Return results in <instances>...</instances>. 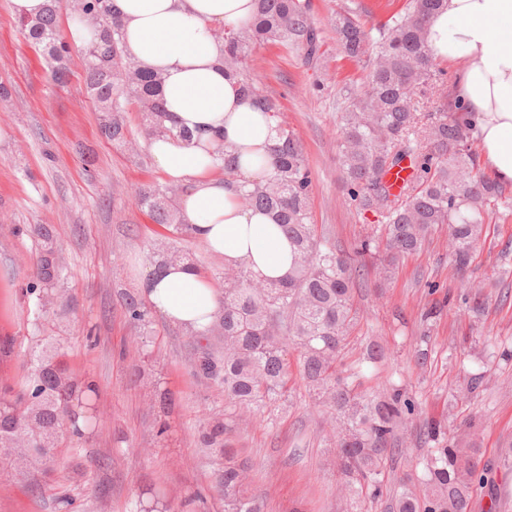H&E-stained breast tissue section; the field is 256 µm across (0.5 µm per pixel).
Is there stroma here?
I'll return each instance as SVG.
<instances>
[{"instance_id":"35a3bbf8","label":"stroma","mask_w":512,"mask_h":512,"mask_svg":"<svg viewBox=\"0 0 512 512\" xmlns=\"http://www.w3.org/2000/svg\"><path fill=\"white\" fill-rule=\"evenodd\" d=\"M352 0H310L320 34L314 60L301 47L267 43L242 64L253 83L272 95L279 124L299 137L312 177V220L335 243L352 252L377 229L375 213L358 212L350 200L339 150L338 99L363 75L345 58L331 29L337 11ZM68 85L52 78V63L27 41L9 0H0V340L12 344L0 359V386L20 387L33 353L60 342L76 376L93 381L97 394L91 426L61 448L56 463L32 476L0 475V512H137L136 505L164 497L180 512H224L213 491L214 460L197 443L206 415L222 411L224 398L193 374L194 345L181 328L151 314L147 336L123 314V295L141 291L151 269V246L171 233L155 224L132 200L142 185H167L142 133L135 106L125 108L127 143L99 134L98 113L84 84V55L70 45ZM487 224L469 276L495 280L512 270V203ZM50 228L64 265L52 303L37 307L25 292L41 250L27 228ZM352 303L359 315L345 368H359L360 391L399 386L412 396L424 420L444 421L455 436L462 420H475L472 439L479 468L490 481L477 486L471 512H512V469L500 467L512 448V296L483 314L469 311L462 288L448 268V232L431 234L421 251L406 258L387 282L376 276L373 259L357 261ZM438 305L442 313L428 344L417 339L420 315ZM385 357L364 362L367 343ZM426 349V365L416 354ZM478 377L481 388L468 400L455 392ZM173 399L168 411L154 403L155 389ZM329 414L314 406L303 381L290 404L273 417H256L232 427L227 438L250 466L249 491L264 512H342L338 474L327 446ZM424 455L414 431L385 475L382 494L366 512H392L395 483L420 468Z\"/></svg>"}]
</instances>
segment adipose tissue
Returning <instances> with one entry per match:
<instances>
[{
	"label": "adipose tissue",
	"instance_id": "obj_1",
	"mask_svg": "<svg viewBox=\"0 0 512 512\" xmlns=\"http://www.w3.org/2000/svg\"><path fill=\"white\" fill-rule=\"evenodd\" d=\"M124 45L136 63L158 74L164 107L190 140L157 136L149 152L172 182L190 183L179 206L207 251L225 266L248 260L265 280L288 276L294 253L274 214L242 205L236 187L271 170L277 123L254 107L239 78L223 64L218 26L247 22L257 0H114ZM436 62L454 68L455 93L475 120L485 167L512 185V0H445L427 25ZM239 157L233 175L218 176L220 150ZM150 307L183 329L211 324L221 307L218 289L183 264L151 275Z\"/></svg>",
	"mask_w": 512,
	"mask_h": 512
}]
</instances>
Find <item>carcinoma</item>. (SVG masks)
<instances>
[{
	"label": "carcinoma",
	"mask_w": 512,
	"mask_h": 512,
	"mask_svg": "<svg viewBox=\"0 0 512 512\" xmlns=\"http://www.w3.org/2000/svg\"><path fill=\"white\" fill-rule=\"evenodd\" d=\"M64 6L91 32L84 46V83L101 112V135L125 142L123 111L134 104L146 138H187L166 125L160 76L126 55L122 24L110 0H50L43 16L20 20L28 41L55 63L56 80L65 83L69 77V46L56 25ZM443 6L444 0H408L403 14L373 32L350 8L333 21L342 52L366 71L362 82L346 87L341 106L343 171L350 199L359 210L380 217L379 234L361 241L350 255L336 252L318 233L311 222L312 178L302 144L293 130L278 126L271 172L243 185L240 197L276 214L293 247V270L276 282L256 277L244 263L224 271L220 314L206 328L188 332L196 349V374L224 395V404L242 413L289 400L288 350L297 352L314 405L332 414L345 512H363L366 501L380 496L387 462L402 445L398 429L416 410L403 389L377 396L356 392L340 369L342 351L358 323L351 302L355 258L380 255L379 275L389 281L401 258L421 250L427 236L444 226L448 266L463 277L485 224L506 197V188L482 171L476 129L447 90L426 40L427 23ZM265 41L301 43L307 55L315 54L319 37L309 18V0H258L250 23L224 32V67L240 75L245 95L274 112V100L241 74L242 60ZM406 161L413 172L395 195L385 174ZM135 201L178 237L197 238L174 189L145 186L135 192ZM27 232L43 246L26 292L48 299L62 274L53 235L42 225ZM177 262L197 268L189 251L171 244L154 256L150 274ZM487 287L469 286L463 303L477 312L484 309ZM123 306L130 322L150 323L141 297L127 294ZM57 355L56 349L36 354L19 389L0 391V472L29 474L54 461L68 426L80 433L76 415L88 408L96 387L78 382ZM224 434V419L218 416L198 429L199 445L224 459L215 482L224 512H263ZM425 434L433 446L426 449L417 481L397 484L395 512H468L474 484L485 483V475L477 472V449L460 447V438L446 439L437 422L425 424Z\"/></svg>",
	"instance_id": "carcinoma-1"
}]
</instances>
